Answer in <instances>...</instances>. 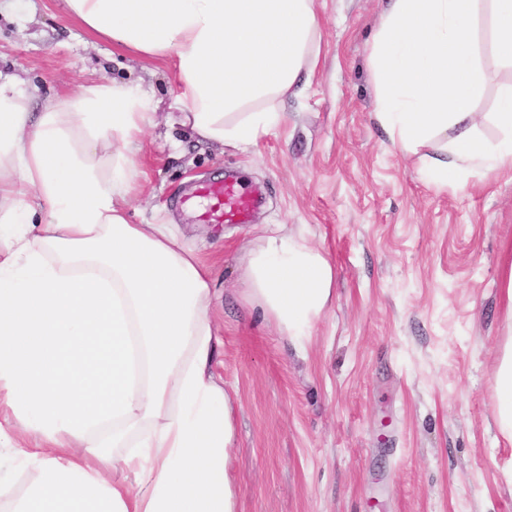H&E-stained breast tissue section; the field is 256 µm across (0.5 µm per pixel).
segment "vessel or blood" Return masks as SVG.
Returning a JSON list of instances; mask_svg holds the SVG:
<instances>
[{
    "mask_svg": "<svg viewBox=\"0 0 512 512\" xmlns=\"http://www.w3.org/2000/svg\"><path fill=\"white\" fill-rule=\"evenodd\" d=\"M196 195L206 202L198 213L200 222L204 224L249 223L259 202L258 191L247 189L232 179L200 184Z\"/></svg>",
    "mask_w": 512,
    "mask_h": 512,
    "instance_id": "b4317fda",
    "label": "vessel or blood"
}]
</instances>
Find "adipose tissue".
Listing matches in <instances>:
<instances>
[{"label": "adipose tissue", "instance_id": "obj_1", "mask_svg": "<svg viewBox=\"0 0 512 512\" xmlns=\"http://www.w3.org/2000/svg\"><path fill=\"white\" fill-rule=\"evenodd\" d=\"M87 31L173 60L179 122L238 150L286 119L319 63L316 0H63ZM512 68V0H387L370 58L378 122L405 152L438 139L436 187L512 170V83L478 137L483 51ZM0 80V512H237L227 471L233 400L213 273L167 224H134V160L151 120L109 80L47 101ZM334 271L268 229L244 260L242 301L305 352ZM512 440V328L495 369ZM27 482L16 491L14 470Z\"/></svg>", "mask_w": 512, "mask_h": 512}]
</instances>
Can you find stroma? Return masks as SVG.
I'll return each instance as SVG.
<instances>
[{"mask_svg": "<svg viewBox=\"0 0 512 512\" xmlns=\"http://www.w3.org/2000/svg\"><path fill=\"white\" fill-rule=\"evenodd\" d=\"M383 0H316L319 65L287 121L247 150L197 142L171 60L112 46L60 0L0 16V74L35 103L113 80L155 116L135 160V224H170L213 271L235 400L228 471L238 512H512V444L495 422L507 325L512 173L435 188L374 117L370 44ZM264 201L246 224H203L176 196L227 175ZM266 224L322 251L334 295L304 355L238 297Z\"/></svg>", "mask_w": 512, "mask_h": 512, "instance_id": "35a3bbf8", "label": "stroma"}]
</instances>
